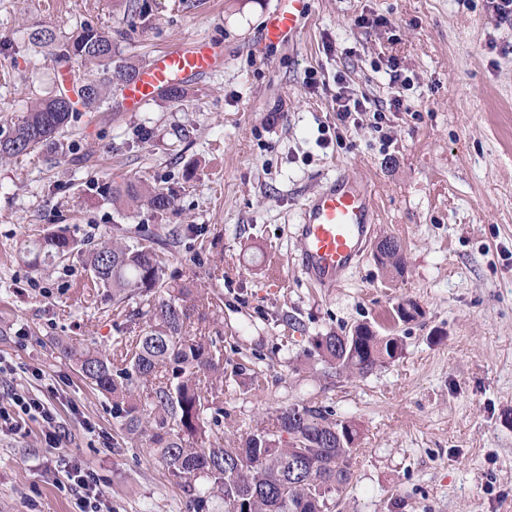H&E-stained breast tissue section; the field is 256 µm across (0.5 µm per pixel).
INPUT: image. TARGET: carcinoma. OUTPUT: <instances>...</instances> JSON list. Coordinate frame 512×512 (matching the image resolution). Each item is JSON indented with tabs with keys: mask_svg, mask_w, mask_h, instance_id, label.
<instances>
[{
	"mask_svg": "<svg viewBox=\"0 0 512 512\" xmlns=\"http://www.w3.org/2000/svg\"><path fill=\"white\" fill-rule=\"evenodd\" d=\"M31 41L50 59L95 63L102 75L85 73L71 87L37 100L20 120L0 130V158L16 157L56 145L57 135L77 121L78 104L97 112L110 92L121 91L139 72L122 57L117 39L101 28L83 26L58 39L35 28ZM112 199L128 206L146 203L163 212L171 196L140 181L109 187ZM377 255L386 269L403 268L400 243L393 237ZM64 232H47L20 247L19 258L36 266L72 252ZM89 270L88 296H112V314L125 315L126 302L138 299L145 326L121 339L108 358L86 350L77 363L95 391L112 399V418L131 438L154 448L156 461L183 486L190 512H206L220 501L224 512H329L336 494L351 479L358 430L321 406L291 404L276 411L269 424L247 433L239 444L224 445V341L202 334L211 302L194 282L164 280L169 248L153 234L112 239L84 252ZM315 340L318 356L338 374L366 376L402 354L397 336H382L367 323Z\"/></svg>",
	"mask_w": 512,
	"mask_h": 512,
	"instance_id": "cac0c4a2",
	"label": "carcinoma"
}]
</instances>
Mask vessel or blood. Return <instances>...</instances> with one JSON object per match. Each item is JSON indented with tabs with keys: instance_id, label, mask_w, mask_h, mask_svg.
<instances>
[{
	"instance_id": "1",
	"label": "vessel or blood",
	"mask_w": 512,
	"mask_h": 512,
	"mask_svg": "<svg viewBox=\"0 0 512 512\" xmlns=\"http://www.w3.org/2000/svg\"><path fill=\"white\" fill-rule=\"evenodd\" d=\"M311 4L312 0H278L265 22V42H296ZM223 63L219 46L205 38L191 39L158 54L138 80L122 90L123 104L127 111H138L159 89L209 74ZM375 220L371 190L344 174H337L308 197L296 227L300 246L297 267L304 278L327 292L342 287L346 274L363 257L375 231Z\"/></svg>"
}]
</instances>
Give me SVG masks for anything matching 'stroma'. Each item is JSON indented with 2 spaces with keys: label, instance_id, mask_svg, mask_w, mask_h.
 Returning a JSON list of instances; mask_svg holds the SVG:
<instances>
[{
  "label": "stroma",
  "instance_id": "stroma-1",
  "mask_svg": "<svg viewBox=\"0 0 512 512\" xmlns=\"http://www.w3.org/2000/svg\"><path fill=\"white\" fill-rule=\"evenodd\" d=\"M132 3L144 14L134 24ZM276 5L0 0V127L90 68L38 53L33 26L61 38L87 23L122 31L124 56L139 64L196 37L224 51L223 66L188 82L181 101L159 95L129 112L113 94L56 150L0 159V356L13 368L0 397L41 369L70 431L63 453L96 472L112 512H188L182 488L144 442L124 437L111 400L58 348L112 354L144 322L137 302L130 318L113 319L106 297L78 294L80 256L34 272L18 254L50 227L91 243L117 224L175 234L167 279L214 294L207 329L224 339L225 437L315 403L359 429L351 483L331 512H512V26L488 0H314L295 44L255 53ZM363 15L384 23L360 27ZM392 66L408 84L390 140L365 115L339 125L337 77L382 106ZM340 172L372 188L375 237L400 241L404 269L382 270L371 246L325 294L295 267L293 227L304 198ZM125 179L168 192L171 208L113 206L106 188ZM408 300L419 316L395 319ZM366 322L402 337V354L356 379L313 355L317 336ZM242 363L261 371V386ZM49 454L37 422L0 435V512H78L64 476L46 470Z\"/></svg>",
  "mask_w": 512,
  "mask_h": 512
}]
</instances>
